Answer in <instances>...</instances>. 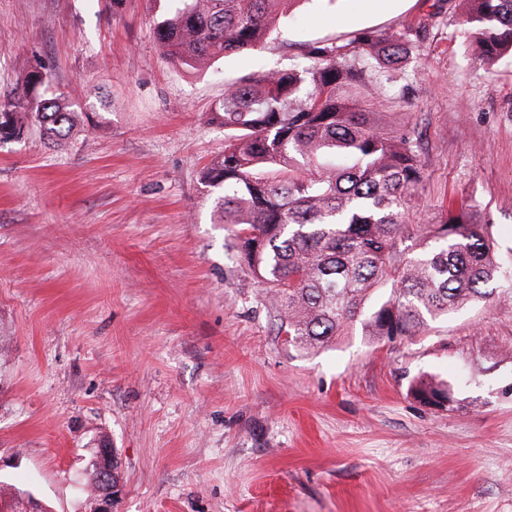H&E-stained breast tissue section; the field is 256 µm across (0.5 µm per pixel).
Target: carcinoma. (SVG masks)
Wrapping results in <instances>:
<instances>
[{"instance_id":"obj_1","label":"carcinoma","mask_w":512,"mask_h":512,"mask_svg":"<svg viewBox=\"0 0 512 512\" xmlns=\"http://www.w3.org/2000/svg\"><path fill=\"white\" fill-rule=\"evenodd\" d=\"M154 34L166 58L200 70L214 59L261 48L296 0H157ZM467 49L493 66L512 56V0H464ZM426 27L360 30L308 47L306 61L229 82L212 119L224 154L203 181L216 194V223L273 291L288 344L322 348L355 325L368 336H414L429 322L499 291L486 225L450 203L427 229L405 223L422 182L411 132L380 111L383 82L404 68ZM40 66L0 104V141L31 122L61 145L75 112L46 95ZM445 409L452 387L423 375L411 386Z\"/></svg>"}]
</instances>
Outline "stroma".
<instances>
[{
	"label": "stroma",
	"instance_id": "obj_1",
	"mask_svg": "<svg viewBox=\"0 0 512 512\" xmlns=\"http://www.w3.org/2000/svg\"><path fill=\"white\" fill-rule=\"evenodd\" d=\"M156 0H0V102L31 66L84 117L51 146L0 142V494L87 512L98 442L112 512H512V296L392 341L289 345L270 289L213 223L224 83L312 43L423 24L377 104L412 130L423 180L486 225L512 289V57L486 67L462 0H298L257 51L169 62ZM445 380V410L419 403ZM414 397L428 407L447 409L453 402L454 391L452 387L433 376L423 375L416 379L411 386ZM92 464L95 465L97 495L91 502L88 512H112V505L120 494L119 482L113 486L118 462L111 445L101 443L95 448Z\"/></svg>",
	"mask_w": 512,
	"mask_h": 512
}]
</instances>
